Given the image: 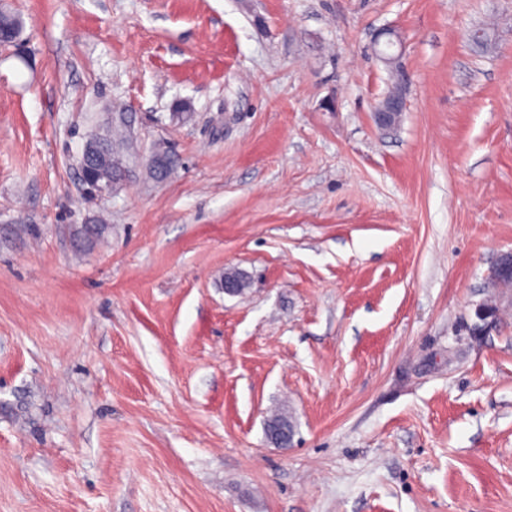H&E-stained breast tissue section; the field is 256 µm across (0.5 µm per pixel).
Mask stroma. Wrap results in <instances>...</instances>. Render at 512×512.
<instances>
[{"label": "stroma", "mask_w": 512, "mask_h": 512, "mask_svg": "<svg viewBox=\"0 0 512 512\" xmlns=\"http://www.w3.org/2000/svg\"><path fill=\"white\" fill-rule=\"evenodd\" d=\"M4 7L0 512H512V0ZM403 107V97L401 86L399 85L393 97L376 110L375 118L377 123L385 128H394L397 117L403 112ZM103 140L100 139V137H92L89 140H87L81 158H80V175H81V181L84 186L88 187L87 189L90 191H99L102 192L105 189L111 187V185L103 186L100 185L98 182L96 183L91 178V172L93 169V161L95 160V157L97 156L98 152L96 150V144L98 145L99 142ZM124 173V165L121 162L120 154L114 153L112 146L105 153L99 156V164L97 170L93 174V178L98 180L96 175L104 180L112 181L114 184L120 180Z\"/></svg>", "instance_id": "35a3bbf8"}]
</instances>
